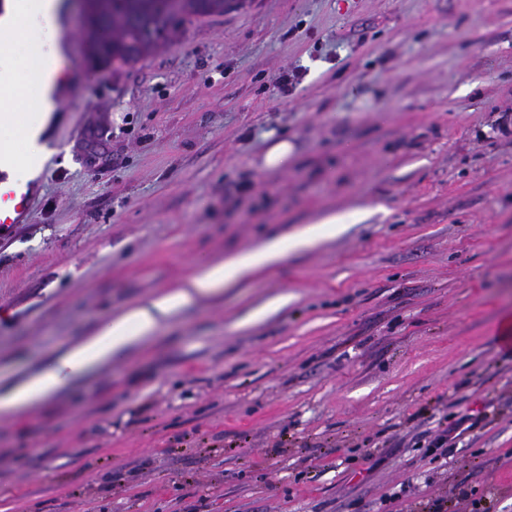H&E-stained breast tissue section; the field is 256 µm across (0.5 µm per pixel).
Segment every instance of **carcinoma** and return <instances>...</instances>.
<instances>
[{
  "label": "carcinoma",
  "mask_w": 512,
  "mask_h": 512,
  "mask_svg": "<svg viewBox=\"0 0 512 512\" xmlns=\"http://www.w3.org/2000/svg\"><path fill=\"white\" fill-rule=\"evenodd\" d=\"M226 0H117L108 21L90 25L88 54L108 64H135L167 46L176 20L224 12Z\"/></svg>",
  "instance_id": "obj_1"
}]
</instances>
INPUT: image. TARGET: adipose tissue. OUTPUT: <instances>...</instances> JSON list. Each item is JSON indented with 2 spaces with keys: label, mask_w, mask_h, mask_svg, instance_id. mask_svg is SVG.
<instances>
[{
  "label": "adipose tissue",
  "mask_w": 512,
  "mask_h": 512,
  "mask_svg": "<svg viewBox=\"0 0 512 512\" xmlns=\"http://www.w3.org/2000/svg\"><path fill=\"white\" fill-rule=\"evenodd\" d=\"M60 11L59 0H0V172L10 183L34 180L52 154L47 146L48 128L60 101L49 74L60 54ZM31 45L39 53L42 65L24 75L18 69L16 53ZM32 87L37 90V106L28 112L24 103ZM359 217L356 211L326 216L288 237L206 266L183 279L177 288L109 317L87 336L58 352L46 366L22 380L0 386V420L26 418L78 377L155 337L182 310L211 298L256 269L278 264L290 252L335 236L342 225Z\"/></svg>",
  "instance_id": "adipose-tissue-1"
}]
</instances>
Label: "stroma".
<instances>
[{"instance_id": "35a3bbf8", "label": "stroma", "mask_w": 512, "mask_h": 512, "mask_svg": "<svg viewBox=\"0 0 512 512\" xmlns=\"http://www.w3.org/2000/svg\"><path fill=\"white\" fill-rule=\"evenodd\" d=\"M60 24L59 151L0 235L1 379L200 262L366 214L0 420V512H512V0H227L123 67L73 0ZM292 145L288 139L272 140L266 147L263 165L267 169H279L290 159ZM469 421L471 423L462 431H460L461 427L467 424ZM448 417H444L438 423L437 429L434 431L433 436L430 440H428V444L425 448H453L455 445V441L461 436L463 431L473 429L477 426L478 421L474 420L469 414H462L457 420L447 424ZM447 448V449H448Z\"/></svg>"}]
</instances>
